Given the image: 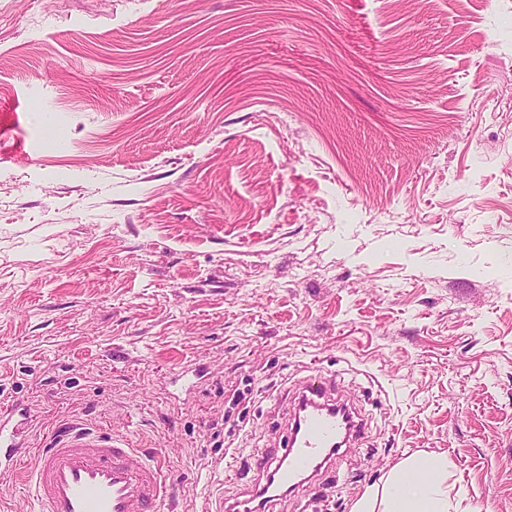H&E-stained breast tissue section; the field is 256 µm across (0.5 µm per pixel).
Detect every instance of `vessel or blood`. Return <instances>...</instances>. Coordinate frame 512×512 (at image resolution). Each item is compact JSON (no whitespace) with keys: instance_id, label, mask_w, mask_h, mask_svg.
Here are the masks:
<instances>
[{"instance_id":"vessel-or-blood-1","label":"vessel or blood","mask_w":512,"mask_h":512,"mask_svg":"<svg viewBox=\"0 0 512 512\" xmlns=\"http://www.w3.org/2000/svg\"><path fill=\"white\" fill-rule=\"evenodd\" d=\"M331 379L314 375L304 383L298 414L300 435L270 456L252 494L235 502V512H271L333 461L341 448L361 439L365 423L341 416L331 397ZM29 410L0 411V468L16 469L28 449ZM26 491L39 512H161L176 500L167 465L154 449L133 447L128 438L75 421L37 452Z\"/></svg>"}]
</instances>
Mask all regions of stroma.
Here are the masks:
<instances>
[{"instance_id":"35a3bbf8","label":"stroma","mask_w":512,"mask_h":512,"mask_svg":"<svg viewBox=\"0 0 512 512\" xmlns=\"http://www.w3.org/2000/svg\"><path fill=\"white\" fill-rule=\"evenodd\" d=\"M204 376L184 393L182 368ZM512 512V0H0V406L245 495L302 383Z\"/></svg>"}]
</instances>
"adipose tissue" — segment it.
<instances>
[{
    "label": "adipose tissue",
    "mask_w": 512,
    "mask_h": 512,
    "mask_svg": "<svg viewBox=\"0 0 512 512\" xmlns=\"http://www.w3.org/2000/svg\"><path fill=\"white\" fill-rule=\"evenodd\" d=\"M448 463L437 456L406 460L389 475L382 495L365 492L356 512H452Z\"/></svg>",
    "instance_id": "adipose-tissue-1"
}]
</instances>
